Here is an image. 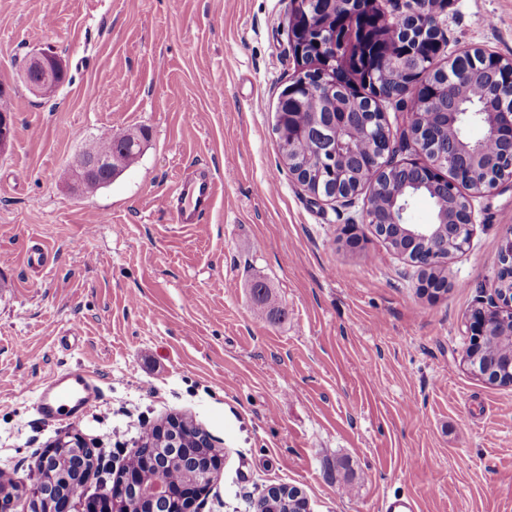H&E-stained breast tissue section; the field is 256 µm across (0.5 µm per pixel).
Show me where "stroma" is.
<instances>
[{"mask_svg": "<svg viewBox=\"0 0 512 512\" xmlns=\"http://www.w3.org/2000/svg\"><path fill=\"white\" fill-rule=\"evenodd\" d=\"M291 0H0V470L29 486L66 431L132 454L139 420L183 414L222 464L199 512H252L287 484L309 512H512V387L463 363L465 322L499 268L512 187L474 199L446 291L362 224L367 191L316 201L284 166L278 96L297 69ZM440 62L479 47L512 60V0H444ZM66 64L51 100L20 73ZM147 129L139 164L79 197L63 172L116 130ZM219 184L200 224L166 209L178 179ZM102 221L89 232L91 214ZM357 227L359 243L344 228ZM284 307L272 317L251 287ZM97 375L80 418H38L19 386ZM66 69L61 58L45 52L35 53L29 61V70L24 74V81L28 89L35 95H41L53 73Z\"/></svg>", "mask_w": 512, "mask_h": 512, "instance_id": "35a3bbf8", "label": "stroma"}]
</instances>
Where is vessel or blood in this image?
Wrapping results in <instances>:
<instances>
[{"label": "vessel or blood", "mask_w": 512, "mask_h": 512, "mask_svg": "<svg viewBox=\"0 0 512 512\" xmlns=\"http://www.w3.org/2000/svg\"><path fill=\"white\" fill-rule=\"evenodd\" d=\"M218 194V184L205 174H189L176 187V201L170 204L172 219L178 224H199L210 214ZM37 410L49 422L61 416H79L97 401L101 387L93 374L56 372L35 385Z\"/></svg>", "instance_id": "1"}]
</instances>
